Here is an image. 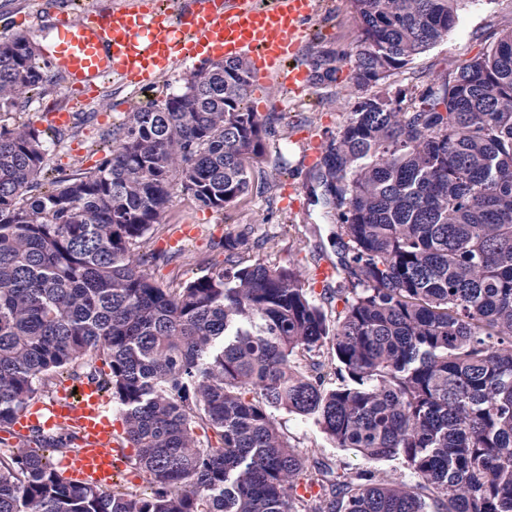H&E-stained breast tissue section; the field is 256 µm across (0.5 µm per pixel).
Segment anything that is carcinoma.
I'll list each match as a JSON object with an SVG mask.
<instances>
[{"instance_id": "carcinoma-1", "label": "carcinoma", "mask_w": 512, "mask_h": 512, "mask_svg": "<svg viewBox=\"0 0 512 512\" xmlns=\"http://www.w3.org/2000/svg\"><path fill=\"white\" fill-rule=\"evenodd\" d=\"M463 2L351 0L355 90L440 41ZM342 58L314 51V85ZM46 79L27 36L0 40V112ZM252 79L243 60L198 68L127 113L98 166L44 191L45 132L0 125V430L46 389L99 381L146 480L67 484L56 460L72 438L34 428L0 452V512H512V31L415 96L358 97L328 142L315 180L350 284L324 289L343 303L333 321L300 268L234 259L247 225L222 268L177 288L146 272L174 185L217 211L248 189L281 120L248 108ZM275 410L403 460L416 485L308 460Z\"/></svg>"}]
</instances>
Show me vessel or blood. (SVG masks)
<instances>
[{
    "mask_svg": "<svg viewBox=\"0 0 512 512\" xmlns=\"http://www.w3.org/2000/svg\"><path fill=\"white\" fill-rule=\"evenodd\" d=\"M315 0H179L177 9H161L152 0H121L110 8L89 7L76 15L58 14L43 56L66 79V92L86 103V89L113 75L150 86L161 75L198 58H246L253 76L279 81L298 91L309 73L298 61L314 14ZM71 432L75 455L61 464L69 484L112 490L129 464L131 449L107 414L100 386L59 388L55 396L34 402L13 425L17 436L30 428Z\"/></svg>",
    "mask_w": 512,
    "mask_h": 512,
    "instance_id": "obj_1",
    "label": "vessel or blood"
}]
</instances>
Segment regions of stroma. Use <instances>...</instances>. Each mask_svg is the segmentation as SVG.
Instances as JSON below:
<instances>
[{"label":"stroma","instance_id":"1","mask_svg":"<svg viewBox=\"0 0 512 512\" xmlns=\"http://www.w3.org/2000/svg\"><path fill=\"white\" fill-rule=\"evenodd\" d=\"M81 0H0V37L27 35L39 46L48 42V12L73 11ZM318 11L307 27L302 57L324 48L349 50L358 36V21L350 0H318ZM512 29V0H468L456 25L447 36L408 66L393 71L386 84L405 93L433 77L456 71L502 31ZM336 83L322 89L312 86L297 95H285L276 84L254 83L247 100L253 111H274L287 101L277 132L267 141L263 157L251 161L248 190L223 211L199 207L180 187H173L167 211L160 224L149 231L150 249L158 258L148 272L163 288H175L202 270L224 265V235L240 225L252 227L251 249L240 251L244 263L295 264L313 271L315 263L336 261L334 240L339 225L332 214L315 203L310 193L315 181L313 147H326L346 124L356 101L350 75L353 59L340 62ZM196 63L159 78L151 91L110 81L92 102L73 110L69 126L49 133L48 164L53 176L69 177L93 167L107 145L102 135L118 126L127 112L150 101H163L183 89ZM69 107L63 84L45 82L23 99L22 120L38 123L41 113ZM70 108V107H69ZM193 227L179 249L167 242L183 227ZM275 419L290 446L312 459L330 463L337 473L372 472L376 482L414 486L416 477L402 460L369 461L354 452L337 448L323 433L314 416L283 410Z\"/></svg>","mask_w":512,"mask_h":512}]
</instances>
